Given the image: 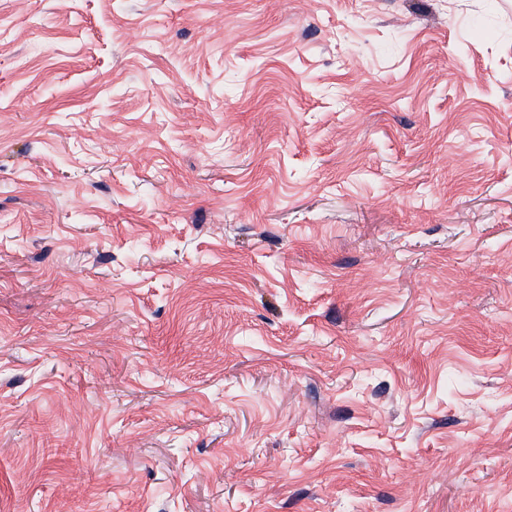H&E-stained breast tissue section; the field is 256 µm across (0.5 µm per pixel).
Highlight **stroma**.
Wrapping results in <instances>:
<instances>
[{"label":"stroma","instance_id":"1","mask_svg":"<svg viewBox=\"0 0 512 512\" xmlns=\"http://www.w3.org/2000/svg\"><path fill=\"white\" fill-rule=\"evenodd\" d=\"M0 512H512V0H0Z\"/></svg>","mask_w":512,"mask_h":512}]
</instances>
